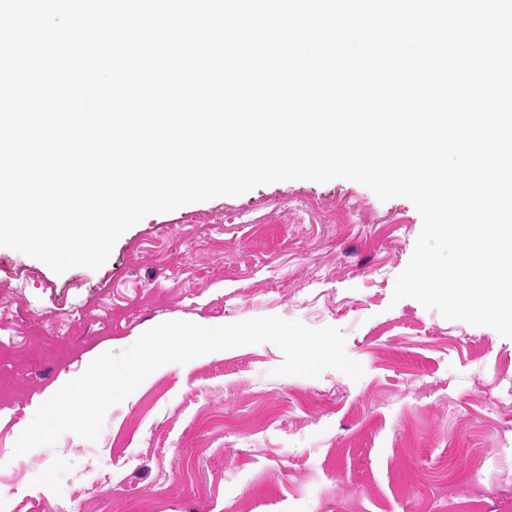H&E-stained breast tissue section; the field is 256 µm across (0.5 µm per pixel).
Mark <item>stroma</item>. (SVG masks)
I'll use <instances>...</instances> for the list:
<instances>
[{
  "label": "stroma",
  "mask_w": 512,
  "mask_h": 512,
  "mask_svg": "<svg viewBox=\"0 0 512 512\" xmlns=\"http://www.w3.org/2000/svg\"><path fill=\"white\" fill-rule=\"evenodd\" d=\"M422 225L408 199L292 180L148 215L95 271L0 247V512H512V339L393 301ZM265 316L339 328L362 376L217 351L153 371L97 440L15 455L88 355Z\"/></svg>",
  "instance_id": "1"
}]
</instances>
